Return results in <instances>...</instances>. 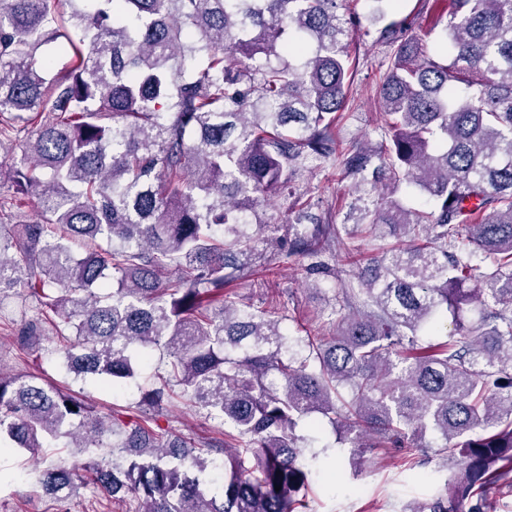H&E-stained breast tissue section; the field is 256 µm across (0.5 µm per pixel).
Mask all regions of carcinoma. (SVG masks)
I'll return each instance as SVG.
<instances>
[{"mask_svg":"<svg viewBox=\"0 0 512 512\" xmlns=\"http://www.w3.org/2000/svg\"><path fill=\"white\" fill-rule=\"evenodd\" d=\"M441 1L432 46L407 17L375 31L390 48L376 145L336 137L350 0H68L66 17L51 0L0 3V151L21 148L0 211L39 204L0 233V294L35 303L28 328L74 383L120 386L161 361L130 418L0 372V445L37 459L63 438L83 456L38 469L45 494L307 512L308 417L359 456L436 435L458 470L409 512H486L512 488V0ZM60 38L55 72L42 47ZM310 156L352 180L340 226L293 186ZM404 186L429 206H407ZM284 189L286 238L258 211ZM342 228L400 245L344 252L332 335L291 331L275 293L265 308L215 297L285 245L336 253ZM449 314L446 340L419 342ZM175 395L220 437L157 424ZM12 216H0V227L3 233L13 231L12 224H25L37 214V203L32 198H25L19 208L12 210Z\"/></svg>","mask_w":512,"mask_h":512,"instance_id":"cac0c4a2","label":"carcinoma"}]
</instances>
